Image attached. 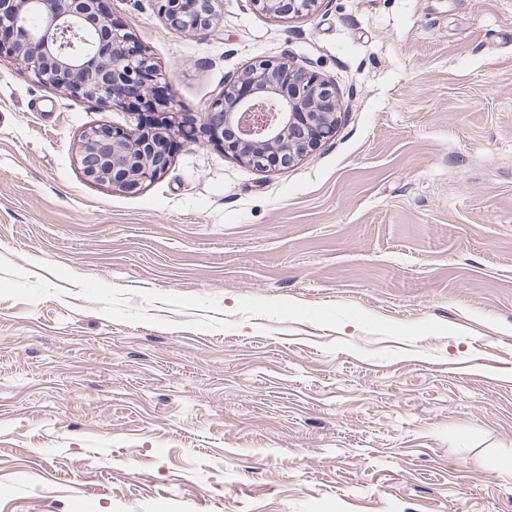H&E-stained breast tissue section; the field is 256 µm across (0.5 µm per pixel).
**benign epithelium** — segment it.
Segmentation results:
<instances>
[{
    "instance_id": "benign-epithelium-1",
    "label": "benign epithelium",
    "mask_w": 512,
    "mask_h": 512,
    "mask_svg": "<svg viewBox=\"0 0 512 512\" xmlns=\"http://www.w3.org/2000/svg\"><path fill=\"white\" fill-rule=\"evenodd\" d=\"M318 0H253L266 15L311 12ZM167 24L203 33L216 26L214 0H160ZM6 49L37 82L61 87L114 109L127 95H150L146 77L160 79L152 58L126 24L100 8V0H0ZM168 117L134 135L101 125L81 135L78 162L84 176L135 191L162 175L171 157L165 141L184 135L167 99ZM343 105L333 84L284 60L256 58L203 113L205 142L259 171L287 168L336 133Z\"/></svg>"
}]
</instances>
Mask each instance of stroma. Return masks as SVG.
I'll use <instances>...</instances> for the list:
<instances>
[{"mask_svg":"<svg viewBox=\"0 0 512 512\" xmlns=\"http://www.w3.org/2000/svg\"><path fill=\"white\" fill-rule=\"evenodd\" d=\"M103 4L193 119L255 58L343 113L125 192L78 146L138 114L0 56V512H512V0ZM167 24L176 30L203 33L216 26L214 0H160ZM265 15L281 18L286 15H303L311 12L318 0H252Z\"/></svg>","mask_w":512,"mask_h":512,"instance_id":"stroma-1","label":"stroma"}]
</instances>
